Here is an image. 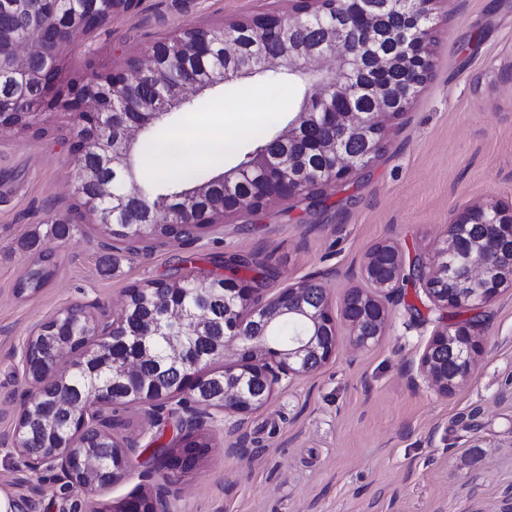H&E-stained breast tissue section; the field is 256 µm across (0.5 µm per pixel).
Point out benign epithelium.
I'll return each mask as SVG.
<instances>
[{"mask_svg": "<svg viewBox=\"0 0 512 512\" xmlns=\"http://www.w3.org/2000/svg\"><path fill=\"white\" fill-rule=\"evenodd\" d=\"M55 0H0V15L14 20L9 27L0 25V42L6 48L0 50V71H8L16 84L38 90L36 99L28 105H17L15 98L0 97V130L7 131L16 125L6 120L11 112L39 113L42 109H60L78 117L79 128L73 140L72 150L76 167L75 193L84 198L90 210L98 202L112 197L113 178L126 164V148L143 128L150 125L156 115L155 98L162 97L171 103H181L193 96L203 95L216 84L243 81L264 76L288 66L292 74L309 78L314 89L305 94L299 103L295 119L282 131L276 140L293 141L301 137V130L309 120L324 124L335 135L317 142L316 150L330 161L327 177L315 183L295 185L288 178L280 156L274 150L257 153L244 166L224 173V185L231 187L243 174L259 171L263 181L255 192L241 200L236 207L224 210V216L259 211L268 205L294 198H304L313 203L322 201L327 188L346 180L350 175L369 167L380 153L385 136L386 121L395 117L411 101L409 95L392 99L386 92L378 93L373 107L368 112L352 104L354 73L359 63L358 51L369 46L380 30L381 13L410 10L409 0H382L375 6L372 0H293L291 15L284 17L273 13H262L220 27L192 26L163 37V42L191 51L197 68L208 75L203 83L191 71L176 77L158 63L159 49L151 45L138 58L125 65L92 78L63 86L60 78L51 81L45 74L58 68L59 48L67 42L58 41L57 48L46 47L47 31L52 29L62 36L67 33L68 18L54 11ZM79 4L75 16L84 31L93 33L106 26L116 14L131 9L135 0H74ZM345 4L356 16L355 25L340 27L334 24L324 27L321 41L317 45H300L290 53L265 48L269 35L283 43L289 35L303 25V17L313 11L330 12ZM413 32L409 39L400 40V50L391 54H378L373 58L376 70L387 72L401 69L413 77V86L419 88L425 82L432 66L429 52L431 27L412 21ZM244 33L251 42L250 51H243L238 37ZM26 46L25 54L18 56L14 45ZM221 47L225 61L233 67H211L209 56L214 46ZM136 115L123 136L108 139L112 131V120L118 111ZM357 136L365 141V152L353 158L344 149L348 136ZM121 201L128 213L142 212L154 215V224H203L205 218L190 213L184 206L175 214L166 209H151L143 198L137 179L131 178L123 184ZM472 224H485L490 233L481 238H472L467 229ZM512 237V205H478L459 214L448 231L443 244L437 246L429 258L417 259L418 282L431 303V309L446 313L450 309H477L512 288V263L493 265L489 255L495 238ZM405 263L399 249L390 242L374 247L362 264V272L369 287L357 288L348 293V311L345 320L349 327L351 345L359 350L377 344L388 324L390 299L403 284ZM224 287L232 290L243 313L258 317L272 325L286 314H296L310 321L318 332L298 339L286 349L270 350L262 336H243L231 330L224 341V355L234 362L224 365V371L233 378L224 383V403L212 409L224 414L246 416L258 410L270 399L276 387L284 380L291 381L309 374L306 362L314 355L327 363L336 353L337 323L329 306H311L305 303V288L298 284L280 290L265 300L261 288L247 284L230 276L224 278ZM476 327L461 322L448 323L438 320L421 354L415 375L426 381L432 389L442 395L451 394L473 374L477 357L482 351ZM446 346L457 358V370L448 376V370L440 368L433 359L436 348ZM258 377L266 383V394L257 400L243 391L241 382ZM136 400L147 407L148 418L153 420L164 410L175 411L190 423L213 418L209 411L187 412L171 397L164 402L136 395ZM112 403L101 401L92 404L83 420L77 424V433L86 426L97 425L110 416ZM15 449L24 455L30 468L38 470L44 466L56 469L72 484L91 494L111 487L121 480L136 453V446L128 443L118 452L117 465L99 485H84L79 480L81 460L79 452L72 447L59 446L35 453L20 444Z\"/></svg>", "mask_w": 512, "mask_h": 512, "instance_id": "obj_1", "label": "benign epithelium"}]
</instances>
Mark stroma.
<instances>
[{"instance_id": "stroma-1", "label": "stroma", "mask_w": 512, "mask_h": 512, "mask_svg": "<svg viewBox=\"0 0 512 512\" xmlns=\"http://www.w3.org/2000/svg\"><path fill=\"white\" fill-rule=\"evenodd\" d=\"M291 6L137 0L94 34L74 33L61 80L109 71L186 26L286 15ZM434 17L428 80L387 121L371 166L329 187L317 207L281 201L192 240L106 250L74 210V115L45 112L30 129L0 133V494L14 512L106 510L133 494L161 496L166 512H512V291L477 311L482 352L471 378L447 396L409 375L439 317L417 281L400 288L370 348L352 347L341 318L347 292L366 285L360 269L377 244L392 242L409 260L428 256L465 208L512 202V0H436ZM305 91L283 67L262 83L216 86L151 133L160 141L198 131L224 142V155L197 168L230 170L254 131L271 137L287 127ZM226 106L235 119H225ZM64 215L73 230L61 239L50 220ZM41 255L55 262L53 277L18 295L17 281ZM231 257L266 267L267 298L297 282L321 283L338 317L332 359L277 387L248 416L205 422L209 448L190 472L165 469L145 450L154 440L179 448L177 418L148 420L136 402L113 418V436L143 451L119 483L90 496L67 487L59 471L30 469L13 433L31 388L21 354L33 328L67 307L119 315L129 286L164 278L187 259L208 271Z\"/></svg>"}]
</instances>
